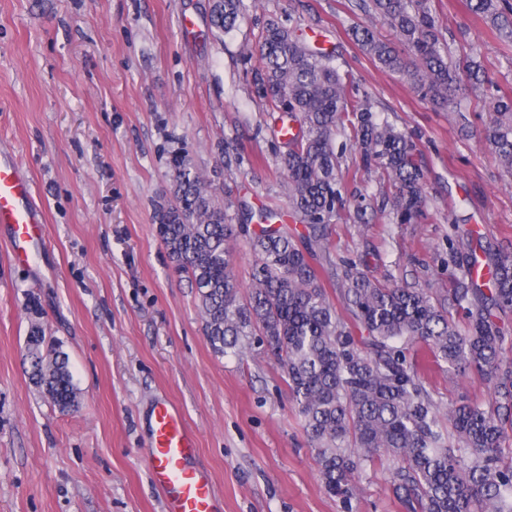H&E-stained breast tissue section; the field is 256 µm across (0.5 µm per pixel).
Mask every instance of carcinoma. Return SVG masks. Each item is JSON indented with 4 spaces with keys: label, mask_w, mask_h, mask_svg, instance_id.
Masks as SVG:
<instances>
[{
    "label": "carcinoma",
    "mask_w": 512,
    "mask_h": 512,
    "mask_svg": "<svg viewBox=\"0 0 512 512\" xmlns=\"http://www.w3.org/2000/svg\"><path fill=\"white\" fill-rule=\"evenodd\" d=\"M490 23L497 38L512 41L503 23L512 0H466ZM366 11L388 25L407 55L369 27L354 36L363 52L400 75L425 99L447 106L469 122L456 93L461 73L483 84L474 60L448 61L429 0H369ZM241 18V0H213L216 36ZM264 64L259 90L280 112V155L288 176L289 204L306 234L259 214V229L233 224L227 209L175 155V203L155 214L157 234L170 258L190 279L212 347L238 355L251 340L265 345L286 375L315 452L325 490L353 512L366 466L393 457L390 487L404 512H512V358L503 318L512 315V251L481 244L473 232L452 225L450 258L458 271L453 297L467 303L459 330L423 288L388 286L342 263L341 317L321 282L317 257L330 254L326 230L342 204L336 134L351 128L361 162L376 166L397 189L398 223L418 219L424 205L422 169L405 133L377 121L366 99L340 73L332 54L310 46L297 29L266 23L259 45ZM485 138L503 171L512 175V97H492ZM289 119L291 125L284 124ZM249 239L257 255L251 288L242 295L230 267L228 244ZM424 344L452 369H468L492 384L489 406L464 403L448 411L457 446H448L440 409L424 388L409 346ZM29 379L61 410L77 403V388L61 346L31 325L25 345Z\"/></svg>",
    "instance_id": "carcinoma-1"
}]
</instances>
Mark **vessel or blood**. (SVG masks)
<instances>
[{"mask_svg":"<svg viewBox=\"0 0 512 512\" xmlns=\"http://www.w3.org/2000/svg\"><path fill=\"white\" fill-rule=\"evenodd\" d=\"M18 169L14 156L0 155V230L10 250L26 260L43 240V225L31 204L32 186ZM197 448V437L180 412L170 402L158 401L146 453L164 512H218L209 473L191 464Z\"/></svg>","mask_w":512,"mask_h":512,"instance_id":"b4317fda","label":"vessel or blood"}]
</instances>
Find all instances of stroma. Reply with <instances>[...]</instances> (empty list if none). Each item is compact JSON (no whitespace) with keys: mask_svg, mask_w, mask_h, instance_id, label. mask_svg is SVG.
<instances>
[{"mask_svg":"<svg viewBox=\"0 0 512 512\" xmlns=\"http://www.w3.org/2000/svg\"><path fill=\"white\" fill-rule=\"evenodd\" d=\"M360 2L243 0V19L217 38L211 0H0V153L32 182L44 234L26 263L0 239V512H163L144 453L162 398L196 434L194 463L210 473L223 512H342L320 483L277 360L258 343L240 356L212 348L155 212L173 200L170 160L183 153L233 220L245 207L289 215L282 140L255 85L263 26L289 23L334 53L373 112L413 138L425 173L422 216L397 223L394 187L363 167L352 135L337 136L343 204L321 272L330 300L341 301V260L360 259L380 282L430 289L465 326L452 304L453 225L512 251V177L483 137L489 101L463 84V128L375 64L354 29L395 35ZM430 6L451 58L472 57L512 95V43L493 38L465 0ZM36 320L69 357L75 408L59 410L28 378ZM411 353L442 410L491 401L477 374H455L421 344ZM392 464L386 456L366 468L355 512H402Z\"/></svg>","mask_w":512,"mask_h":512,"instance_id":"obj_1","label":"stroma"}]
</instances>
